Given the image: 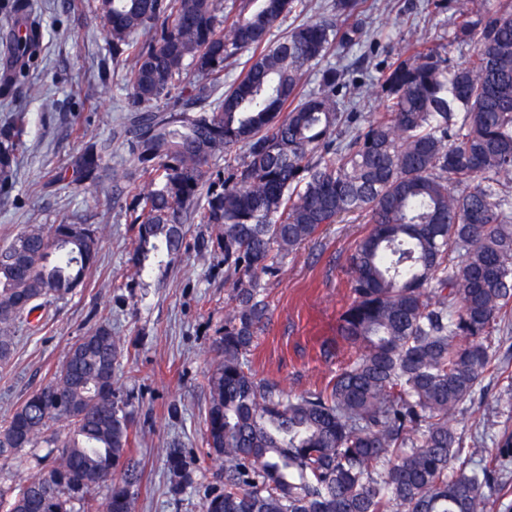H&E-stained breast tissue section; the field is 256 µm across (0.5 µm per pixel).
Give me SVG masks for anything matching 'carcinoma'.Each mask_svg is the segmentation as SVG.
I'll list each match as a JSON object with an SVG mask.
<instances>
[{
    "label": "carcinoma",
    "instance_id": "carcinoma-1",
    "mask_svg": "<svg viewBox=\"0 0 512 512\" xmlns=\"http://www.w3.org/2000/svg\"><path fill=\"white\" fill-rule=\"evenodd\" d=\"M358 5L335 0L277 36L310 0H99L129 90L137 275L167 269L195 220L236 282L205 375L206 445L224 457V483L203 512H512V429L480 456L482 438L465 455L455 427L487 376L503 380L496 403L512 414V373L491 344L512 318V0H463L448 43L411 42L368 116L345 111L355 92L324 64L363 43ZM40 38L14 28L7 63L35 56ZM469 44L450 64L448 48ZM243 50L247 69L221 89ZM21 147L16 125L1 124L2 205ZM237 147L243 161L211 168ZM104 171L91 142L58 179L90 186ZM348 214L371 225L348 257L337 336L349 355L324 386L288 394L249 367L270 320L263 278ZM98 244L96 230L64 223L0 247L1 369L19 325L84 283ZM119 353L99 323L0 426V460L25 453L38 469L13 485L0 466V512H134L141 474L114 388ZM167 467L177 492L190 481L180 450Z\"/></svg>",
    "mask_w": 512,
    "mask_h": 512
}]
</instances>
